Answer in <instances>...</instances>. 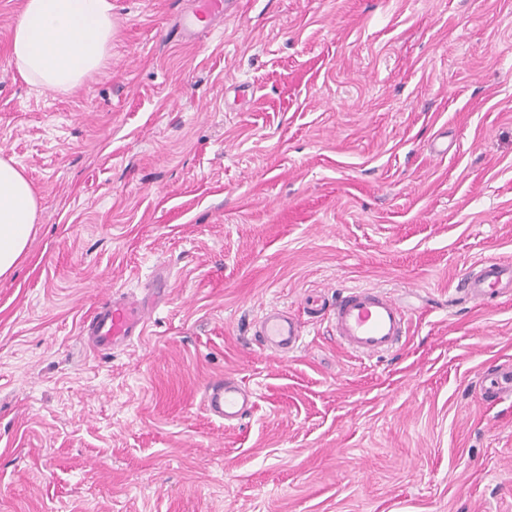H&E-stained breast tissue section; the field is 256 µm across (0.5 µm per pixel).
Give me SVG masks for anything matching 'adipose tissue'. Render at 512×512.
<instances>
[{
    "mask_svg": "<svg viewBox=\"0 0 512 512\" xmlns=\"http://www.w3.org/2000/svg\"><path fill=\"white\" fill-rule=\"evenodd\" d=\"M111 0H23L10 56L28 82L73 93L112 53ZM37 191L13 159L0 157V277L13 273L35 233Z\"/></svg>",
    "mask_w": 512,
    "mask_h": 512,
    "instance_id": "obj_1",
    "label": "adipose tissue"
}]
</instances>
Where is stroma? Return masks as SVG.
<instances>
[{"label": "stroma", "instance_id": "stroma-1", "mask_svg": "<svg viewBox=\"0 0 512 512\" xmlns=\"http://www.w3.org/2000/svg\"><path fill=\"white\" fill-rule=\"evenodd\" d=\"M0 0V156L38 224L0 278V512H512V297L461 298L512 263V0H112V54L72 94L24 80ZM165 277L145 336L82 325ZM381 288L395 352L341 349L304 299ZM306 321L259 349L261 309ZM253 389L227 426L213 378ZM226 3L223 0L198 1L196 8L181 18L175 36L187 40L197 39L209 28L214 16L224 14ZM466 295L474 302L486 305L492 297L512 295V265L490 259L474 263V270L459 283ZM303 323L278 305H266L257 322L255 336L262 349L269 355L285 357L298 351L305 344ZM482 397L495 402L504 394L512 395V364H500L492 372L483 373L479 380Z\"/></svg>", "mask_w": 512, "mask_h": 512}]
</instances>
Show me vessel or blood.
<instances>
[{
  "label": "vessel or blood",
  "instance_id": "vessel-or-blood-1",
  "mask_svg": "<svg viewBox=\"0 0 512 512\" xmlns=\"http://www.w3.org/2000/svg\"><path fill=\"white\" fill-rule=\"evenodd\" d=\"M224 11V0H199L196 8L179 22L178 37L193 40L204 33L209 22ZM474 302L487 304L493 297L512 295V265L490 259L477 261L459 283ZM311 317L327 320L339 345L361 359H372L393 351L408 330L404 307L390 293L372 287L344 288L332 304L311 296L305 302ZM149 309L143 299L116 288L111 301L95 312L88 336L94 350L109 353L144 336ZM255 334L262 349L285 357L305 344L303 323L278 305H266ZM479 387L484 400L493 402L512 395V364H500L483 373ZM256 394L232 378L210 381L202 393L208 414L225 425L239 423L254 407Z\"/></svg>",
  "mask_w": 512,
  "mask_h": 512
}]
</instances>
